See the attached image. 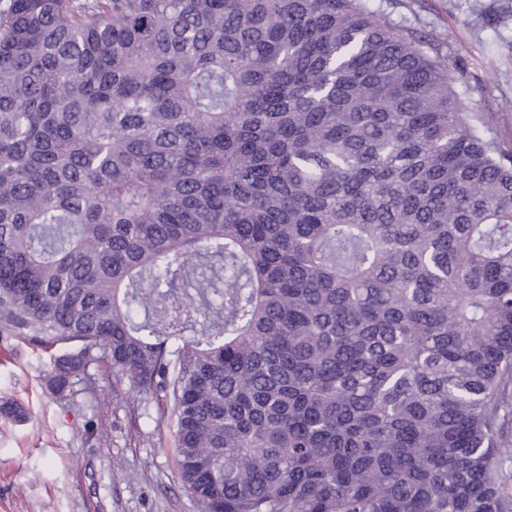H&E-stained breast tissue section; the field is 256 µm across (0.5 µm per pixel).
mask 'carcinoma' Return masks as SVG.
Returning <instances> with one entry per match:
<instances>
[{
	"instance_id": "carcinoma-1",
	"label": "carcinoma",
	"mask_w": 512,
	"mask_h": 512,
	"mask_svg": "<svg viewBox=\"0 0 512 512\" xmlns=\"http://www.w3.org/2000/svg\"><path fill=\"white\" fill-rule=\"evenodd\" d=\"M370 0H5L0 332L154 410L201 512H512V151Z\"/></svg>"
}]
</instances>
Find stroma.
<instances>
[{
	"label": "stroma",
	"mask_w": 512,
	"mask_h": 512,
	"mask_svg": "<svg viewBox=\"0 0 512 512\" xmlns=\"http://www.w3.org/2000/svg\"><path fill=\"white\" fill-rule=\"evenodd\" d=\"M379 15L421 35L448 34L440 53L467 109L512 148V0H374ZM49 356L0 336V512H199L178 479L174 439L152 417L131 422L124 402L75 387L52 393ZM92 436H85V427Z\"/></svg>",
	"instance_id": "stroma-1"
}]
</instances>
